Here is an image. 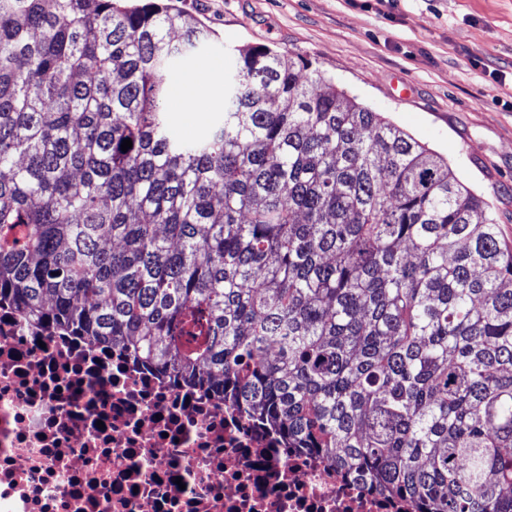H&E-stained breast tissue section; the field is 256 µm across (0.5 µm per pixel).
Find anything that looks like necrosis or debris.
Returning <instances> with one entry per match:
<instances>
[{"label": "necrosis or debris", "mask_w": 512, "mask_h": 512, "mask_svg": "<svg viewBox=\"0 0 512 512\" xmlns=\"http://www.w3.org/2000/svg\"><path fill=\"white\" fill-rule=\"evenodd\" d=\"M0 512H418L216 396L0 305Z\"/></svg>", "instance_id": "4bbe7bcc"}]
</instances>
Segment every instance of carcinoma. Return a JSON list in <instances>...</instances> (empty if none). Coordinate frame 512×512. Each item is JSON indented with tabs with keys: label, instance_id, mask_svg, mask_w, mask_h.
<instances>
[{
	"label": "carcinoma",
	"instance_id": "cac0c4a2",
	"mask_svg": "<svg viewBox=\"0 0 512 512\" xmlns=\"http://www.w3.org/2000/svg\"><path fill=\"white\" fill-rule=\"evenodd\" d=\"M209 39L159 0H0V301L421 512H512V246L487 203L267 47L174 136L168 66Z\"/></svg>",
	"mask_w": 512,
	"mask_h": 512
}]
</instances>
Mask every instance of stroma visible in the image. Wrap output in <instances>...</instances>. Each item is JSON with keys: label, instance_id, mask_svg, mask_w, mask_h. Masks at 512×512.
<instances>
[{"label": "stroma", "instance_id": "stroma-1", "mask_svg": "<svg viewBox=\"0 0 512 512\" xmlns=\"http://www.w3.org/2000/svg\"><path fill=\"white\" fill-rule=\"evenodd\" d=\"M212 32L172 81L173 133L202 135L224 105L234 49L269 46L447 159L512 243V0H176Z\"/></svg>", "mask_w": 512, "mask_h": 512}]
</instances>
